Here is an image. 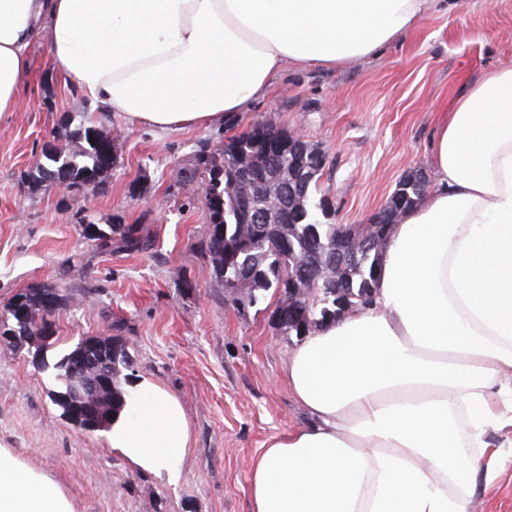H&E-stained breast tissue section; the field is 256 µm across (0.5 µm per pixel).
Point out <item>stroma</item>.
Returning <instances> with one entry per match:
<instances>
[{
    "instance_id": "stroma-1",
    "label": "stroma",
    "mask_w": 512,
    "mask_h": 512,
    "mask_svg": "<svg viewBox=\"0 0 512 512\" xmlns=\"http://www.w3.org/2000/svg\"><path fill=\"white\" fill-rule=\"evenodd\" d=\"M18 112L0 122V322L15 295L48 287L68 297L42 358L0 335V446L50 475L76 512H250L253 460L271 436L309 424L288 389L301 343L278 328L273 291L232 303L204 254L205 155L264 123L297 131L327 157L310 193L328 223H369L399 182L434 173L437 131L455 98L512 65V0H435L383 52L335 68L287 70L269 93L223 123L161 132L91 110L56 74L46 40L29 48ZM96 127L116 163L100 188L57 189L29 172L54 133ZM141 225L146 248L94 250L85 224ZM88 336L125 343L131 378L176 395L190 425L182 476L169 484L132 469L108 434L62 417L53 365ZM477 488L476 512H512V447Z\"/></svg>"
}]
</instances>
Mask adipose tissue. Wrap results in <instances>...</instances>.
I'll return each mask as SVG.
<instances>
[{
  "mask_svg": "<svg viewBox=\"0 0 512 512\" xmlns=\"http://www.w3.org/2000/svg\"><path fill=\"white\" fill-rule=\"evenodd\" d=\"M430 0H0V120L29 47L94 108L162 131L222 122L286 69L333 67L404 36ZM432 191L390 228L371 302L319 326L288 360L309 424L268 439L251 512H473L512 436V68L457 96ZM114 452L177 481L190 426L142 377ZM0 512H76L62 487L0 447Z\"/></svg>",
  "mask_w": 512,
  "mask_h": 512,
  "instance_id": "adipose-tissue-1",
  "label": "adipose tissue"
}]
</instances>
